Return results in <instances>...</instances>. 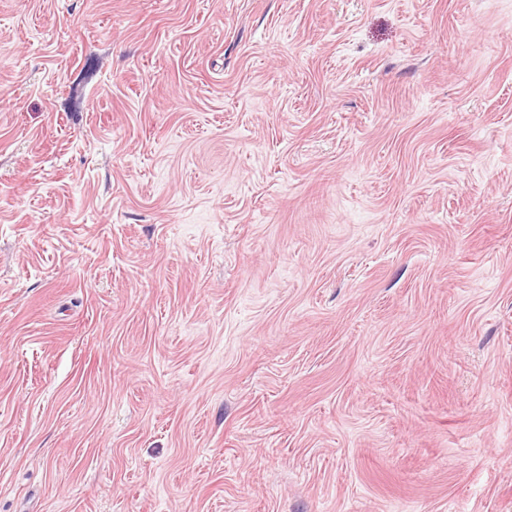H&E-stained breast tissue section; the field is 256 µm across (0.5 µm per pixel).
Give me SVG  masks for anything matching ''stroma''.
<instances>
[{
  "label": "stroma",
  "instance_id": "stroma-1",
  "mask_svg": "<svg viewBox=\"0 0 512 512\" xmlns=\"http://www.w3.org/2000/svg\"><path fill=\"white\" fill-rule=\"evenodd\" d=\"M0 512H512V0H0Z\"/></svg>",
  "mask_w": 512,
  "mask_h": 512
}]
</instances>
